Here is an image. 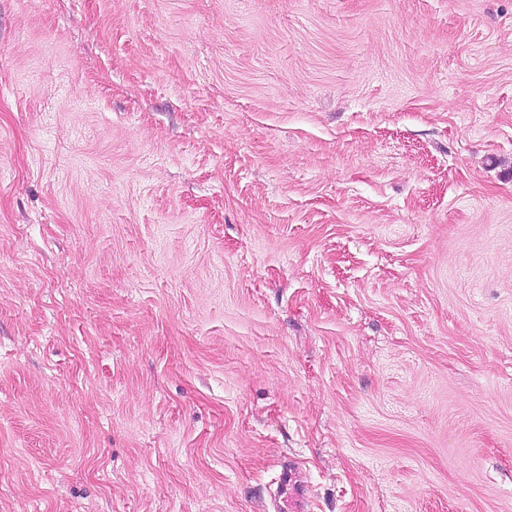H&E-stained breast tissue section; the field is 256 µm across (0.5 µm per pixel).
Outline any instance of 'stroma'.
I'll use <instances>...</instances> for the list:
<instances>
[{
    "instance_id": "1",
    "label": "stroma",
    "mask_w": 512,
    "mask_h": 512,
    "mask_svg": "<svg viewBox=\"0 0 512 512\" xmlns=\"http://www.w3.org/2000/svg\"><path fill=\"white\" fill-rule=\"evenodd\" d=\"M512 512V0H0V512Z\"/></svg>"
}]
</instances>
